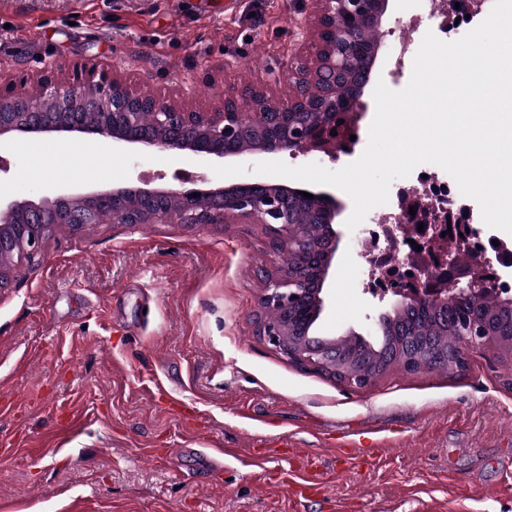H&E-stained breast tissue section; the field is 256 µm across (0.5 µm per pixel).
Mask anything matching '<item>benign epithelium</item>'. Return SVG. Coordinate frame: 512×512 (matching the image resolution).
<instances>
[{
  "label": "benign epithelium",
  "instance_id": "benign-epithelium-1",
  "mask_svg": "<svg viewBox=\"0 0 512 512\" xmlns=\"http://www.w3.org/2000/svg\"><path fill=\"white\" fill-rule=\"evenodd\" d=\"M315 14L314 34L302 41L281 78L288 81V104L251 89L254 111L238 106L237 94L208 112L179 108L150 94L134 93L118 81L103 89L96 84L45 83L30 91L24 87L0 92V152L19 136L58 138L92 136L112 143V151L140 153L158 150L184 155L208 164H247L286 152L309 153L327 143L336 128V96H346L341 117L363 109L362 97L376 83L382 48V25L392 0H309ZM301 188L266 180L248 179L208 188L181 190L144 187L127 181L107 189L54 185L43 194L18 199L0 189V289L10 281L14 259L31 258L53 236L56 226L80 232L101 223L106 208L114 224H166L188 227L205 224H264L279 247L269 250L268 269L260 299L259 332L295 362L321 370L345 357L336 340L317 333L324 310V285L336 256L340 232L333 224L344 210L327 192L313 193L319 213L311 221L323 225L314 240L298 231L294 211L305 200ZM429 249L427 232L410 224H395L396 235ZM467 261L448 252L394 287L398 300L378 315L375 332L395 314L448 299L470 302L482 319L457 329L452 367L462 369L470 349L497 340L485 333L496 308L512 311V296L502 295L491 261L470 264L462 282L450 272ZM310 309L304 320L298 311ZM437 345L426 342L422 351L407 357L416 369L433 365Z\"/></svg>",
  "mask_w": 512,
  "mask_h": 512
}]
</instances>
